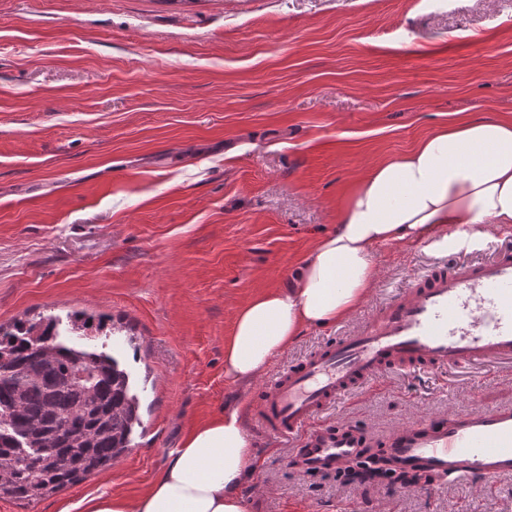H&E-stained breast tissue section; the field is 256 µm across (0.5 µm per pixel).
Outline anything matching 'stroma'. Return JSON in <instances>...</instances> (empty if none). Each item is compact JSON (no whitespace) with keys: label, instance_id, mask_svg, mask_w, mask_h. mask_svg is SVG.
Here are the masks:
<instances>
[{"label":"stroma","instance_id":"1","mask_svg":"<svg viewBox=\"0 0 512 512\" xmlns=\"http://www.w3.org/2000/svg\"><path fill=\"white\" fill-rule=\"evenodd\" d=\"M464 117H512V0H0V324L56 316L60 341L113 352L144 423L111 468L0 512L136 499L190 430L246 406L257 383L224 375L236 310L294 282L357 177ZM506 251L498 230L381 247L366 303L272 371L414 277ZM75 311L106 325L75 328ZM506 407L512 362L398 367L324 419L382 457L417 417ZM251 438L250 512H512V478L348 484Z\"/></svg>","mask_w":512,"mask_h":512}]
</instances>
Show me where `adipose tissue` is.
I'll return each mask as SVG.
<instances>
[{
  "label": "adipose tissue",
  "mask_w": 512,
  "mask_h": 512,
  "mask_svg": "<svg viewBox=\"0 0 512 512\" xmlns=\"http://www.w3.org/2000/svg\"><path fill=\"white\" fill-rule=\"evenodd\" d=\"M451 225L477 235L512 227V119H464L363 173L317 239L289 289L239 307L224 341V374L250 383L304 329L348 319L379 275L374 253L393 241H424ZM241 408L193 429L151 488L136 500L92 497L83 512H248L241 488L259 466Z\"/></svg>",
  "instance_id": "adipose-tissue-1"
}]
</instances>
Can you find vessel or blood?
Listing matches in <instances>:
<instances>
[{
    "label": "vessel or blood",
    "mask_w": 512,
    "mask_h": 512,
    "mask_svg": "<svg viewBox=\"0 0 512 512\" xmlns=\"http://www.w3.org/2000/svg\"><path fill=\"white\" fill-rule=\"evenodd\" d=\"M512 359V252L432 271L379 306L349 336L276 375L248 403L251 424L296 441L306 473H333L357 456L362 439L322 426L325 409L401 364L465 366ZM398 468L448 481L512 476V409L452 412L410 421L390 436Z\"/></svg>",
    "instance_id": "1"
}]
</instances>
